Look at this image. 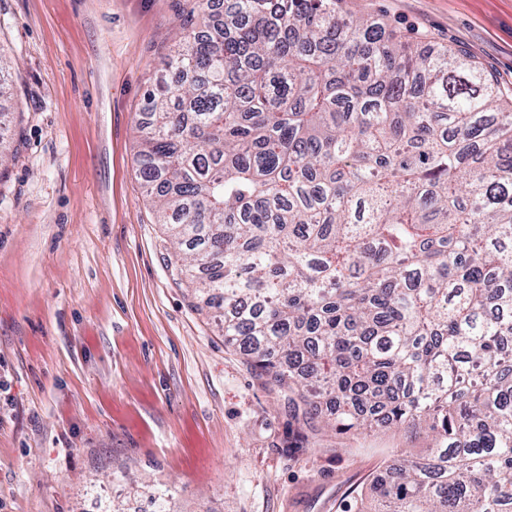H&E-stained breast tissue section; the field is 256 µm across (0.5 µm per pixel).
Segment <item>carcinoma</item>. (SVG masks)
Masks as SVG:
<instances>
[{
  "label": "carcinoma",
  "mask_w": 512,
  "mask_h": 512,
  "mask_svg": "<svg viewBox=\"0 0 512 512\" xmlns=\"http://www.w3.org/2000/svg\"><path fill=\"white\" fill-rule=\"evenodd\" d=\"M214 3L136 125L195 295L296 422L431 437L354 512H512V99L336 0Z\"/></svg>",
  "instance_id": "cac0c4a2"
}]
</instances>
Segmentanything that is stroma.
I'll use <instances>...</instances> for the list:
<instances>
[{
	"instance_id": "1",
	"label": "stroma",
	"mask_w": 512,
	"mask_h": 512,
	"mask_svg": "<svg viewBox=\"0 0 512 512\" xmlns=\"http://www.w3.org/2000/svg\"><path fill=\"white\" fill-rule=\"evenodd\" d=\"M188 0H0V512H351L393 451L300 424L195 310L135 174L136 124ZM421 48H459L512 93V0H337Z\"/></svg>"
}]
</instances>
